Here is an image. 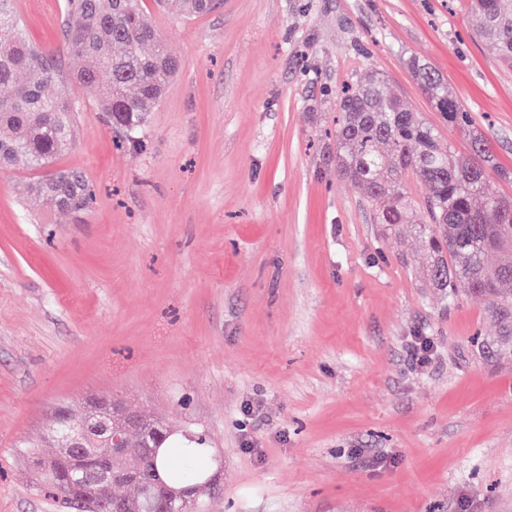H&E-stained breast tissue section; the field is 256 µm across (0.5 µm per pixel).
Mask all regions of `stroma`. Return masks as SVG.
Masks as SVG:
<instances>
[{
  "mask_svg": "<svg viewBox=\"0 0 512 512\" xmlns=\"http://www.w3.org/2000/svg\"><path fill=\"white\" fill-rule=\"evenodd\" d=\"M62 4L17 2L61 61ZM144 11L181 61L145 149L73 86L54 167L85 172L87 208L51 211L24 163L0 169V512H65L22 446L53 455L57 407L101 395L203 439L216 467L196 512H512V364L472 343L496 323L426 288L418 244L382 235L325 163L336 97L369 68L467 154L415 54L468 105L512 198V70L473 38L467 0Z\"/></svg>",
  "mask_w": 512,
  "mask_h": 512,
  "instance_id": "35a3bbf8",
  "label": "stroma"
}]
</instances>
